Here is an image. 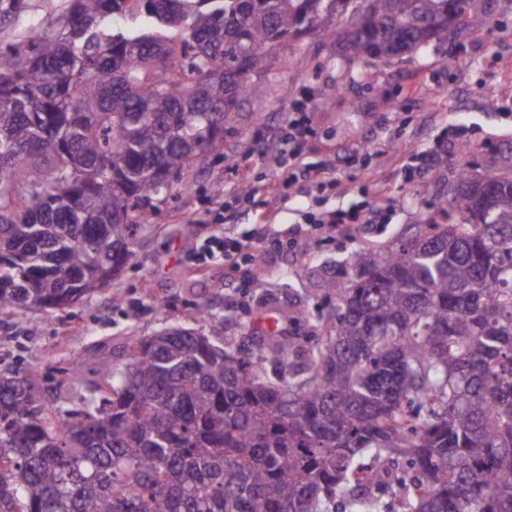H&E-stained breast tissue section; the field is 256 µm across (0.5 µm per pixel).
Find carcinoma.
Here are the masks:
<instances>
[{
	"label": "carcinoma",
	"mask_w": 512,
	"mask_h": 512,
	"mask_svg": "<svg viewBox=\"0 0 512 512\" xmlns=\"http://www.w3.org/2000/svg\"><path fill=\"white\" fill-rule=\"evenodd\" d=\"M65 0L0 40V314L74 305L224 145L288 43L394 57L493 0ZM29 0H0V37ZM360 249L308 336L129 337L99 380L0 370V512H512V178ZM66 405L57 415L46 396Z\"/></svg>",
	"instance_id": "obj_1"
}]
</instances>
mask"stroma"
I'll list each match as a JSON object with an SVG mask.
<instances>
[{
    "instance_id": "obj_1",
    "label": "stroma",
    "mask_w": 512,
    "mask_h": 512,
    "mask_svg": "<svg viewBox=\"0 0 512 512\" xmlns=\"http://www.w3.org/2000/svg\"><path fill=\"white\" fill-rule=\"evenodd\" d=\"M498 3L466 35L390 60H341L327 36L292 42L272 80L252 83L223 146L189 172L191 190L138 229V263L111 290L64 310L0 317V369L35 366L61 380L96 347L95 368L105 371L124 360L127 337L174 326L237 342L249 329L306 332L291 317L331 307L323 280L345 287L355 251L409 240L420 220L440 217L458 170L512 176V0ZM295 102L314 131L303 163L325 168L321 187L290 179L274 161ZM245 184L263 195L239 203L231 223L216 221ZM375 207L385 221L312 225L339 209ZM223 235L260 236L264 246L231 268L203 251ZM203 296L214 313L206 322L195 310Z\"/></svg>"
}]
</instances>
